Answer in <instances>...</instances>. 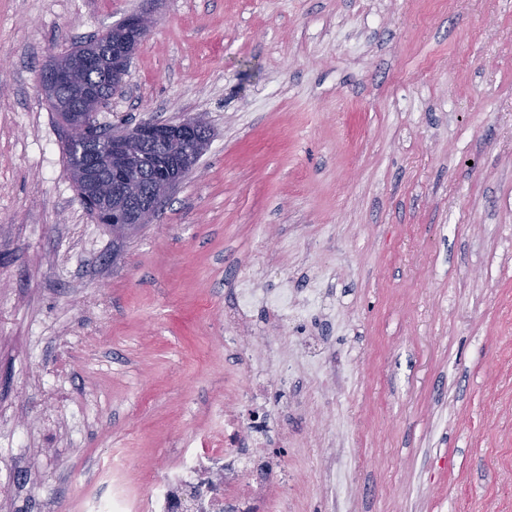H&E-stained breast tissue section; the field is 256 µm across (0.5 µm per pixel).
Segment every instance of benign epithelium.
<instances>
[{"mask_svg":"<svg viewBox=\"0 0 512 512\" xmlns=\"http://www.w3.org/2000/svg\"><path fill=\"white\" fill-rule=\"evenodd\" d=\"M155 25L152 13L142 9L112 27L114 89L121 87L135 50ZM71 78L70 67L59 62L43 73L42 82L60 88L68 85ZM66 116L67 126L75 138L87 143L96 137L97 130L87 126L80 113L68 112ZM209 136V128L200 117L185 118L177 123L143 122L129 132L112 135L103 154L88 153L68 177L83 194H92L99 223L112 224L119 231H133L150 223L161 199L192 171L191 157L184 156L178 162L166 153L156 156L145 168L139 148L152 142H191L200 149Z\"/></svg>","mask_w":512,"mask_h":512,"instance_id":"obj_1","label":"benign epithelium"}]
</instances>
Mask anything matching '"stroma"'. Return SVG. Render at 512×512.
I'll list each match as a JSON object with an SVG mask.
<instances>
[{
  "label": "stroma",
  "mask_w": 512,
  "mask_h": 512,
  "mask_svg": "<svg viewBox=\"0 0 512 512\" xmlns=\"http://www.w3.org/2000/svg\"><path fill=\"white\" fill-rule=\"evenodd\" d=\"M152 6L101 124L203 116L154 223L82 207L49 60ZM0 512H57L209 443L264 364L226 350L249 274L328 310L286 335L301 512H512V0H0Z\"/></svg>",
  "instance_id": "stroma-1"
}]
</instances>
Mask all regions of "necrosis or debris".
Here are the masks:
<instances>
[{"instance_id":"obj_1","label":"necrosis or debris","mask_w":512,"mask_h":512,"mask_svg":"<svg viewBox=\"0 0 512 512\" xmlns=\"http://www.w3.org/2000/svg\"><path fill=\"white\" fill-rule=\"evenodd\" d=\"M232 319L249 322L255 308H263L269 332L284 321H306L316 311L321 290L308 288L296 297L287 291L274 295L253 288L239 291ZM269 387L263 372H256L240 389L237 404L223 410L224 433L206 448L182 449L177 464L156 475L145 474L148 494L134 496L124 479L107 475L110 497L91 499L83 512H288V473L280 437L271 413L261 404Z\"/></svg>"}]
</instances>
